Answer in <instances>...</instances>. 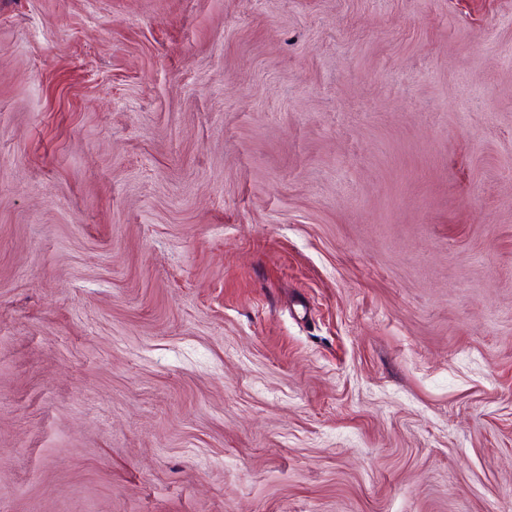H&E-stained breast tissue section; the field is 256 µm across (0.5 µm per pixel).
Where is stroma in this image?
Segmentation results:
<instances>
[{
  "instance_id": "obj_1",
  "label": "stroma",
  "mask_w": 512,
  "mask_h": 512,
  "mask_svg": "<svg viewBox=\"0 0 512 512\" xmlns=\"http://www.w3.org/2000/svg\"><path fill=\"white\" fill-rule=\"evenodd\" d=\"M0 512H512V0H0Z\"/></svg>"
}]
</instances>
